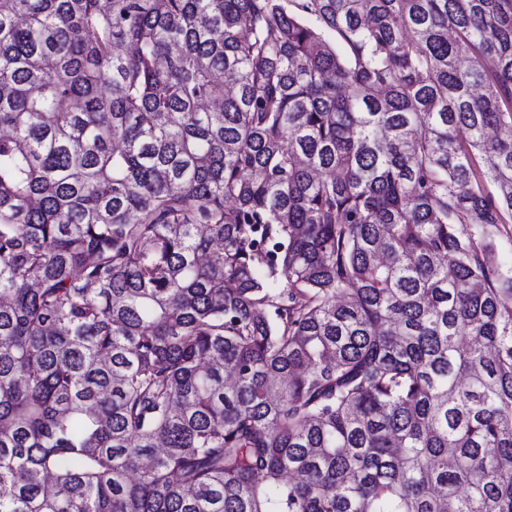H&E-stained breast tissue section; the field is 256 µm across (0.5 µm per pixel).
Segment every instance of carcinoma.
Segmentation results:
<instances>
[{
  "label": "carcinoma",
  "mask_w": 512,
  "mask_h": 512,
  "mask_svg": "<svg viewBox=\"0 0 512 512\" xmlns=\"http://www.w3.org/2000/svg\"><path fill=\"white\" fill-rule=\"evenodd\" d=\"M0 512H512V0H0ZM495 259L504 271L512 273V224L499 226L495 236Z\"/></svg>",
  "instance_id": "obj_1"
}]
</instances>
